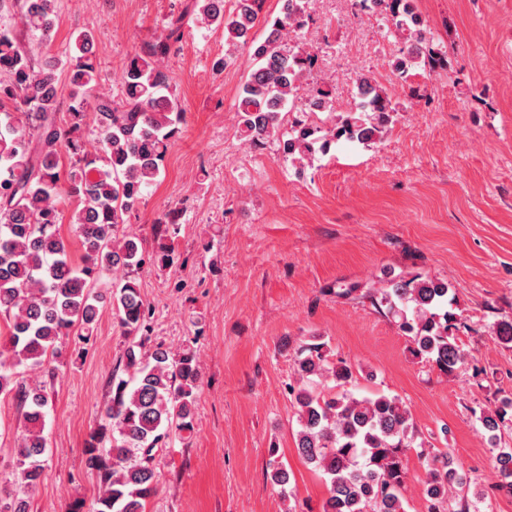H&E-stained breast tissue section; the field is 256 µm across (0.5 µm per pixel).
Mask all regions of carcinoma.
I'll return each instance as SVG.
<instances>
[{
    "mask_svg": "<svg viewBox=\"0 0 512 512\" xmlns=\"http://www.w3.org/2000/svg\"><path fill=\"white\" fill-rule=\"evenodd\" d=\"M382 2L406 49L392 64L405 78L415 61L431 68L446 61V52L431 49L423 22L412 0ZM20 22L42 43L52 41L57 21L56 0H19ZM280 14L266 21V37H253L265 0H195L201 21L224 30L227 40L250 50L254 67L235 103L238 130L251 147L269 140L282 155L303 163L332 142L345 138L360 144L377 140L395 112L390 98L369 74L360 75L357 89L363 98L326 130L301 119L285 124L286 111L301 95L323 112L335 111L329 87L308 83L317 57L310 49L290 43L311 14L310 0H285ZM177 18L169 34L146 44L129 58L123 77V99L95 94L98 69L94 37L79 31L69 42L65 81L59 62L49 57L35 67L10 33L0 31V102L15 104L18 114L0 118V315L9 323V338L0 350V395H12L23 408L19 420L16 488L0 512H30V497L43 482L47 455L44 435L49 393L45 385L17 383L21 371L37 373L58 352L57 343L75 336L86 343L93 335L104 302L111 303L127 335L149 337L150 311L135 274L145 264L140 239L119 235L124 216L132 212L144 192L158 181L170 141L183 121V111L169 90L160 61L181 33ZM68 91L72 105L69 125L57 121L56 103ZM94 124L97 153L89 154L73 133ZM76 156L61 178V156ZM76 203L73 232L81 245L75 257L59 230L61 206ZM181 211L168 210L155 223L165 238L179 223ZM125 276L110 291L94 284L108 271ZM447 281L430 276L398 278L373 297V303L397 324L411 343L410 353L453 374L473 362L455 335L456 314ZM323 343H308L295 352L300 386L290 388L297 405L299 456L320 470L328 482L322 512H407L406 455L413 451L426 471V512H470L465 497L450 504L459 484L448 453H432L416 442L412 415L397 395L357 397L349 387L356 369L328 361ZM336 393L325 396L315 386L326 379ZM201 373L191 348L173 355L157 344L128 348L123 374L112 373L111 397L101 423L84 448L86 465L100 478L97 512H146L158 490V452L182 432L194 430V403ZM478 421L495 447L494 465L500 487L512 493V448L500 446L501 433L512 423V398L494 409L480 411ZM270 449V478L286 489L288 468Z\"/></svg>",
    "mask_w": 512,
    "mask_h": 512,
    "instance_id": "obj_1",
    "label": "carcinoma"
}]
</instances>
